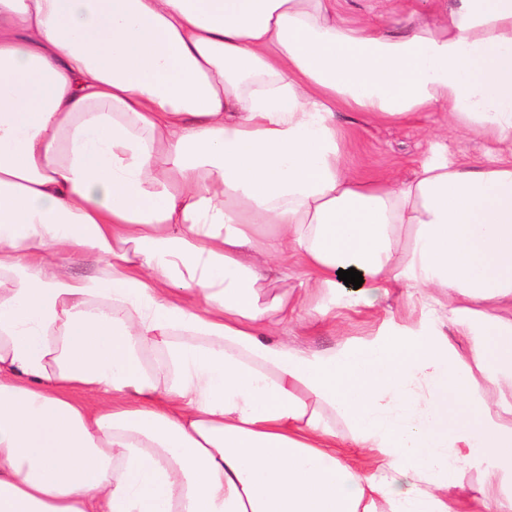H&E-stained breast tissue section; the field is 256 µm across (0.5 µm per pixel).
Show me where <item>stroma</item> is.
Listing matches in <instances>:
<instances>
[{"mask_svg":"<svg viewBox=\"0 0 512 512\" xmlns=\"http://www.w3.org/2000/svg\"><path fill=\"white\" fill-rule=\"evenodd\" d=\"M338 11L351 24L381 16L391 31L405 28L401 15L389 12L386 0H338ZM336 126L346 144L345 166L360 179H409L431 159L454 162L465 156L490 164L503 156L500 145L491 140L459 136L449 127L447 113L441 111L418 112L407 122L396 124L340 108L336 111ZM422 319L432 323L436 317L407 308L397 289L372 312L340 308L335 318L317 320L302 329L291 322L281 326L278 334L315 350H327L373 338L391 325H411Z\"/></svg>","mask_w":512,"mask_h":512,"instance_id":"35a3bbf8","label":"stroma"}]
</instances>
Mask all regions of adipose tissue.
I'll return each mask as SVG.
<instances>
[{
  "mask_svg": "<svg viewBox=\"0 0 512 512\" xmlns=\"http://www.w3.org/2000/svg\"><path fill=\"white\" fill-rule=\"evenodd\" d=\"M340 107L512 148V0L400 36L336 0H0V512H512L483 397L512 388V160L362 181ZM291 263L322 318L435 289L493 342L288 345L257 288ZM484 458L492 491L449 497Z\"/></svg>",
  "mask_w": 512,
  "mask_h": 512,
  "instance_id": "1",
  "label": "adipose tissue"
}]
</instances>
